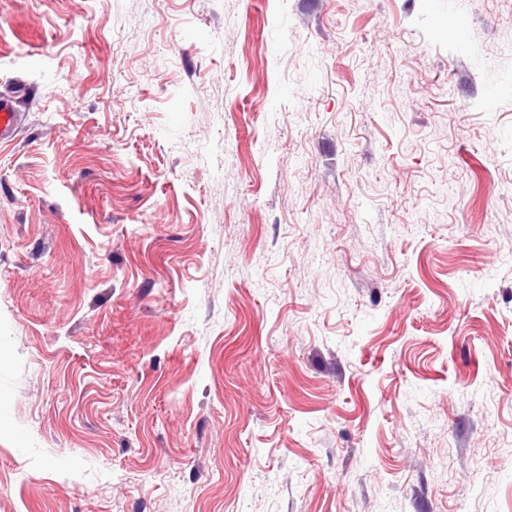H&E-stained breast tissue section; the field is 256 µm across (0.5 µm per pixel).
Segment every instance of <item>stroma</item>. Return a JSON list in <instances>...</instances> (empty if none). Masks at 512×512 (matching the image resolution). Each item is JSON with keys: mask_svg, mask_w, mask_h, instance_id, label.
Instances as JSON below:
<instances>
[{"mask_svg": "<svg viewBox=\"0 0 512 512\" xmlns=\"http://www.w3.org/2000/svg\"><path fill=\"white\" fill-rule=\"evenodd\" d=\"M0 512H512V0H0ZM19 112H16L13 102L6 97H0V142L14 138Z\"/></svg>", "mask_w": 512, "mask_h": 512, "instance_id": "obj_1", "label": "stroma"}]
</instances>
